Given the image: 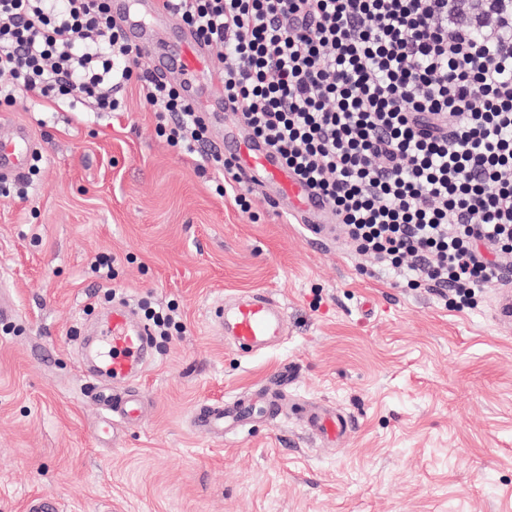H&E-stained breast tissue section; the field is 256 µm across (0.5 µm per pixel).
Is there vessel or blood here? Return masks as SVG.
<instances>
[{
  "mask_svg": "<svg viewBox=\"0 0 512 512\" xmlns=\"http://www.w3.org/2000/svg\"><path fill=\"white\" fill-rule=\"evenodd\" d=\"M111 7L129 42L138 47L144 43L148 23L169 25L174 20L171 10L163 8L160 0H113ZM173 69L190 79L201 73L208 75L218 110L232 111V104L224 99L222 75L213 65L210 50L193 34L182 35L174 40L171 49L154 57L151 73L156 78H165ZM215 138L238 180L267 190L271 202L285 208L287 215L302 227L321 234L328 224L334 223L328 204L299 183L267 144L247 138L238 127L218 128ZM37 151L26 125H8L6 134H0V180L20 177ZM214 317L232 343L246 352L284 335L288 329L287 320L275 302L260 292L237 297L229 309L216 306ZM98 319L93 337L81 343L85 376L94 388L105 390L106 405L120 422H139L143 405L132 386L151 362V330L124 303L106 308ZM242 417L239 406L206 404L197 410L194 426L203 435L221 437L234 431ZM308 428L313 434L338 440L350 433L352 421L341 412L326 416L313 413L308 417Z\"/></svg>",
  "mask_w": 512,
  "mask_h": 512,
  "instance_id": "vessel-or-blood-1",
  "label": "vessel or blood"
}]
</instances>
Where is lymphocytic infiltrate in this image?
Returning a JSON list of instances; mask_svg holds the SVG:
<instances>
[{
    "label": "lymphocytic infiltrate",
    "mask_w": 512,
    "mask_h": 512,
    "mask_svg": "<svg viewBox=\"0 0 512 512\" xmlns=\"http://www.w3.org/2000/svg\"><path fill=\"white\" fill-rule=\"evenodd\" d=\"M502 0H165L221 63L254 138L360 254L470 305L512 258V13ZM109 0H0V105L117 112L137 85L171 146L207 127L140 71Z\"/></svg>",
    "instance_id": "obj_1"
}]
</instances>
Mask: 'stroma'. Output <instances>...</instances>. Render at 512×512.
Segmentation results:
<instances>
[{
	"mask_svg": "<svg viewBox=\"0 0 512 512\" xmlns=\"http://www.w3.org/2000/svg\"><path fill=\"white\" fill-rule=\"evenodd\" d=\"M41 146L25 196L0 194V512L33 497L62 512H512V331L493 304L410 288L336 232L324 238L254 191L249 211L215 191V169L172 147L128 86L119 112L19 96L0 119ZM115 257L111 280L93 267ZM258 290L288 334L254 354L212 323ZM172 307L181 333L154 339L137 385L145 419L98 441L102 412L80 375L84 322L113 296ZM291 365L287 391L268 376ZM254 396L238 436L191 425L204 402ZM280 413L268 417L270 402ZM354 417L339 445L301 417Z\"/></svg>",
	"mask_w": 512,
	"mask_h": 512,
	"instance_id": "1",
	"label": "stroma"
}]
</instances>
